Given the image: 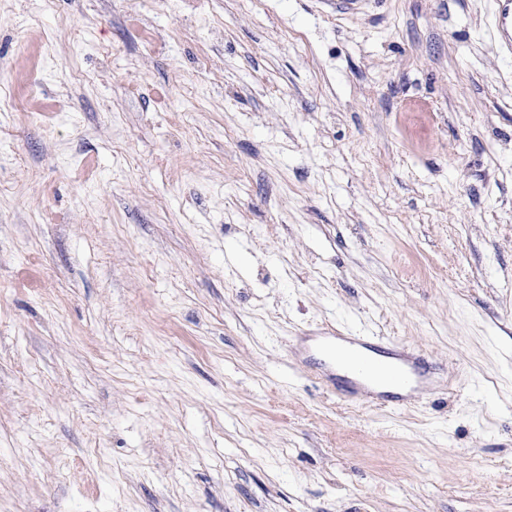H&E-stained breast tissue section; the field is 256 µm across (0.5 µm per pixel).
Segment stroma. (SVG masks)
Masks as SVG:
<instances>
[{"mask_svg": "<svg viewBox=\"0 0 512 512\" xmlns=\"http://www.w3.org/2000/svg\"><path fill=\"white\" fill-rule=\"evenodd\" d=\"M497 11L0 0V512H512ZM324 336L321 342L329 350H338L350 371L357 375L361 382L355 396L365 403H375L376 390L379 384H385L395 389L394 407L406 406L412 395L425 389L429 382L419 371L418 360L420 355L408 349L394 346V353L388 355L389 360L380 359L373 354L375 344L374 336H365L354 332L348 336Z\"/></svg>", "mask_w": 512, "mask_h": 512, "instance_id": "obj_1", "label": "stroma"}]
</instances>
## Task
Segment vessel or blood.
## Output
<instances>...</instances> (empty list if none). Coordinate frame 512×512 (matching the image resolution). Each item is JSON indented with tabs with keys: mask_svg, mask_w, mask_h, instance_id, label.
Listing matches in <instances>:
<instances>
[{
	"mask_svg": "<svg viewBox=\"0 0 512 512\" xmlns=\"http://www.w3.org/2000/svg\"><path fill=\"white\" fill-rule=\"evenodd\" d=\"M496 30L505 46L512 50V0H499ZM322 343L328 349L339 351L349 371L358 376L356 397L362 402H375L377 385L385 384L394 390V406L403 407L412 395L428 385L418 367L419 356L413 351L398 347L389 359H380L375 355L372 337L360 332L327 336Z\"/></svg>",
	"mask_w": 512,
	"mask_h": 512,
	"instance_id": "vessel-or-blood-1",
	"label": "vessel or blood"
}]
</instances>
